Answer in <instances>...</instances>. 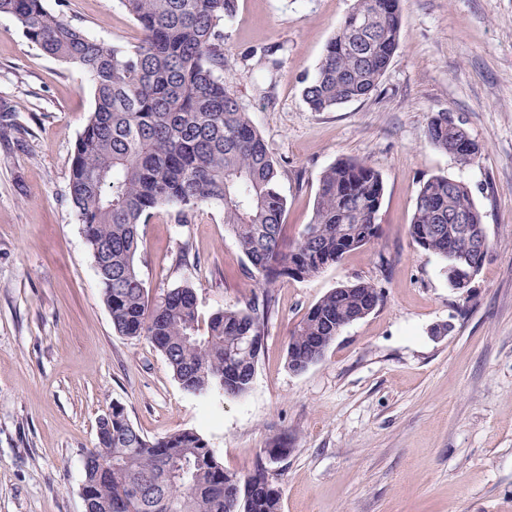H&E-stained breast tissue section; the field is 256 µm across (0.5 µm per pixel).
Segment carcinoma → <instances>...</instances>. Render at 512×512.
<instances>
[{"instance_id":"carcinoma-1","label":"carcinoma","mask_w":512,"mask_h":512,"mask_svg":"<svg viewBox=\"0 0 512 512\" xmlns=\"http://www.w3.org/2000/svg\"><path fill=\"white\" fill-rule=\"evenodd\" d=\"M237 0H122L141 31L129 46L89 38L45 0H0L26 38L46 55L72 64L92 83L95 107L76 142L69 193L94 261L114 330L144 338L165 357L175 380L194 396L218 388L236 398L250 388L275 288L343 261L371 243L381 226L384 186L367 161L342 158L321 175L313 222L293 241L285 236L287 200L279 168L248 113L224 86V21ZM400 0H354L302 91L313 112H328L375 92L400 40ZM425 137L454 153L467 141L480 147L448 113L431 116ZM216 206L246 256L254 291L244 306L214 312L199 326L188 281L151 301L135 265L140 225L162 212L190 224L197 210ZM482 224L466 183L445 175L425 181L409 235L445 261L457 289L459 269L480 271L486 253L465 252L456 224ZM112 247L110 263L100 262ZM383 299L370 281L346 282L325 294L288 338V368L301 373L319 362L341 329ZM110 465L112 470L103 469ZM144 486L135 512H281L280 490L263 464L247 476L229 472L203 437L182 430L157 439L142 435L124 408L98 421L97 446L83 464L89 512H124L120 489Z\"/></svg>"}]
</instances>
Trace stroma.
Listing matches in <instances>:
<instances>
[{"label": "stroma", "mask_w": 512, "mask_h": 512, "mask_svg": "<svg viewBox=\"0 0 512 512\" xmlns=\"http://www.w3.org/2000/svg\"><path fill=\"white\" fill-rule=\"evenodd\" d=\"M90 38L141 37L121 0H46ZM354 0H238L224 24L225 86L280 164L286 232L314 216L322 172L342 157L381 175V234L316 277L281 283L253 380L228 398L187 394L145 339L119 335L69 196L76 142L94 109L76 67L0 15V512H84L83 461L121 404L154 439L197 431L224 469L263 451L281 512H512V0H400V44L378 90L330 112L302 97ZM274 45L273 56L262 55ZM445 112L480 146L468 164L424 137ZM468 184L490 250L463 290L408 233L423 182ZM135 264L150 299L191 282L201 320L249 298L248 264L219 208L141 225ZM188 247L191 263L178 261ZM384 300L294 373L291 330L346 281Z\"/></svg>", "instance_id": "35a3bbf8"}]
</instances>
